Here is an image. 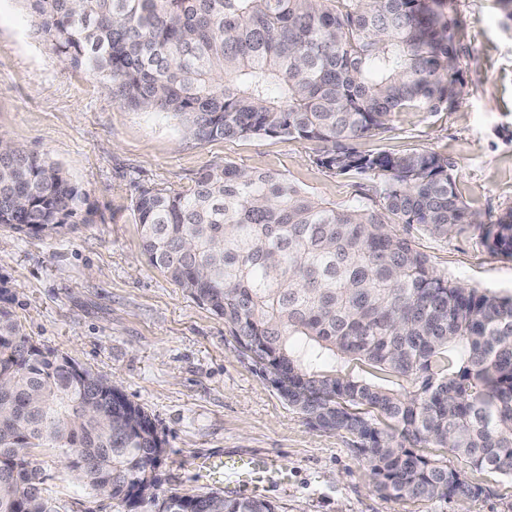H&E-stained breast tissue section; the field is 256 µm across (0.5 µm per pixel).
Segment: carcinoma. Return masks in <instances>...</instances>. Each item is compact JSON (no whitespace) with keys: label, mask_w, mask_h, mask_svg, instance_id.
I'll use <instances>...</instances> for the list:
<instances>
[{"label":"carcinoma","mask_w":512,"mask_h":512,"mask_svg":"<svg viewBox=\"0 0 512 512\" xmlns=\"http://www.w3.org/2000/svg\"><path fill=\"white\" fill-rule=\"evenodd\" d=\"M54 51L112 98L179 118L200 141L272 136L319 146L317 163L370 180L379 207H339L274 173L232 164L184 191L133 201L150 263L224 319L234 348L310 426L357 439L394 499H471L482 487L421 448L512 479V295L436 272L394 225L471 231L512 259V209L482 222L448 160L360 151L397 112L454 106L448 0H22ZM56 164L0 149V226L51 236L87 223ZM357 361L403 391L347 371ZM165 441L115 385L24 336L0 309V512H57L37 448L60 450L89 495L128 512L155 487ZM152 512H279L260 497L152 493Z\"/></svg>","instance_id":"1"}]
</instances>
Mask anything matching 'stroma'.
Listing matches in <instances>:
<instances>
[{
  "label": "stroma",
  "mask_w": 512,
  "mask_h": 512,
  "mask_svg": "<svg viewBox=\"0 0 512 512\" xmlns=\"http://www.w3.org/2000/svg\"><path fill=\"white\" fill-rule=\"evenodd\" d=\"M465 92L442 112L396 113L362 149L445 157L463 201L481 218L512 208V27L496 0H452ZM0 137L60 165L85 196L88 224L44 237L0 227V308L28 338L75 359L119 387L165 441L164 488L218 493L194 460L273 454L284 474L259 496L280 512H512V480L448 465L480 484L459 501L388 498L377 491L355 438L311 428L233 349L224 322L154 268L132 214L139 188L181 191L227 163L272 170L325 201L375 205L372 185L316 163L318 147L270 136L199 141L179 119L132 111L102 81L59 62L21 0H0ZM415 247L449 280L512 295V260L470 234L438 239L411 231ZM33 458L50 477L57 512H126L88 496L57 450Z\"/></svg>",
  "instance_id": "stroma-1"
}]
</instances>
